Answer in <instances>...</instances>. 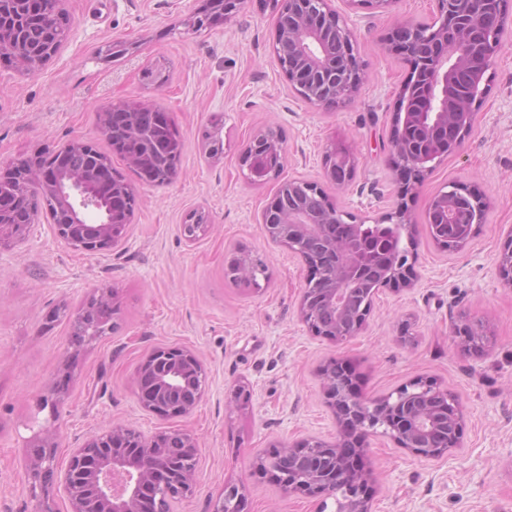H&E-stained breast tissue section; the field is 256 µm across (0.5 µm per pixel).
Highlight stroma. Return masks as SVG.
<instances>
[{
	"label": "stroma",
	"instance_id": "1",
	"mask_svg": "<svg viewBox=\"0 0 512 512\" xmlns=\"http://www.w3.org/2000/svg\"><path fill=\"white\" fill-rule=\"evenodd\" d=\"M70 31L38 70L0 65V167L74 139L100 150L108 142L100 107L146 101L169 112L182 145L176 177L156 187L120 157L112 164L137 205L118 246L94 254L60 240L49 220L0 246V512H36L28 493V450L48 417L59 372L72 382L59 405L58 461L110 424L150 436L187 431L199 442L191 495L173 512H212L225 484L244 487V512H321V502L285 495L254 477L255 460L274 443L336 436L319 372L352 361L372 399L419 377L455 393L464 410L459 448L427 460L391 439L369 438L364 465L371 512H512V285L495 259L512 235V36L488 71L477 121L459 149L434 162L411 195L391 161V141L410 67L384 47L403 22L429 21L433 0H397L389 10L332 0L351 28L364 84L344 107L310 105L273 56L276 0H243L227 19L196 30L203 0H62ZM124 50L109 57L104 47ZM165 81L146 84L145 69ZM276 127L286 148L284 175L318 183L344 211L374 220L407 203L415 220L408 250L413 288L380 290L359 336L345 344L312 335L299 318L303 261L270 242L261 212L278 183H252L241 163L248 139ZM221 127L223 154L209 158L204 132ZM337 143L357 160L343 188L324 177ZM455 183L485 194L482 224L459 252L439 249L425 224L429 199ZM205 212L211 231L188 241V216ZM261 255L257 286L224 275L230 249ZM113 295L114 328L89 345L72 343L71 315L99 291ZM480 325L484 346L465 349L454 334ZM181 345L205 364L207 391L189 415L144 411L135 371L155 347ZM246 385L245 408L228 406Z\"/></svg>",
	"mask_w": 512,
	"mask_h": 512
}]
</instances>
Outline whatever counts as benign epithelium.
Masks as SVG:
<instances>
[{
  "mask_svg": "<svg viewBox=\"0 0 512 512\" xmlns=\"http://www.w3.org/2000/svg\"><path fill=\"white\" fill-rule=\"evenodd\" d=\"M25 0H0V49L27 72L38 70L56 54V41L38 46L25 40L20 25ZM280 2L274 52L290 85L308 103L336 107L355 100L363 76L356 61L352 33L330 6L331 0H278ZM436 16L429 25L403 24L394 29L385 49L411 63L403 89L404 116L391 142V162L397 174L409 176L406 192H413L430 171L428 163L460 147L477 115L479 86L505 35L508 0H435ZM210 9L197 14L199 29L216 15L228 16L241 0H206ZM467 74L470 93L457 92L461 73ZM286 149L271 127L256 133L242 152L247 178L263 184L278 178ZM355 158L331 145L326 154V177L342 187L352 179ZM25 181L49 197L57 211V236L75 248L97 253L113 246L112 213L96 191L92 177L33 168ZM306 193L324 196L314 182L281 181L261 214L260 223L274 243L297 254L308 268L299 316L314 336L337 344L358 336L381 288H412L409 254L392 249L386 240L372 242L373 258L360 257L357 243L364 236L363 222L326 202L320 214L303 202ZM487 198L448 185L428 203L426 226L430 239L445 251L467 246L481 224ZM406 236L412 235L413 217L404 204L377 219ZM208 218L198 213L185 225L192 239L208 229ZM500 277L512 285V243L497 256ZM225 274L248 275L244 254L231 256ZM326 404L336 421V440L309 436L288 444H273L257 458L254 474L267 478L288 495L332 498L336 512H370L368 475L359 465L364 442L381 434L399 447L430 460L439 459L461 442L464 413L458 398L428 378H417L394 392L366 399L355 391L353 371L336 360L322 369ZM207 371L198 355L183 346L154 348L138 365L134 393L141 408L164 418L186 416L201 402ZM56 428L49 425L36 436L39 454L32 466L29 495L38 512H53L49 483L57 474ZM167 435L179 439L183 465L157 453L152 440L125 424H113L89 436L73 450L61 474L71 512H161L160 500L192 493L198 457L197 438L183 430ZM243 486L227 484L224 498L213 512H240Z\"/></svg>",
  "mask_w": 512,
  "mask_h": 512,
  "instance_id": "benign-epithelium-1",
  "label": "benign epithelium"
}]
</instances>
